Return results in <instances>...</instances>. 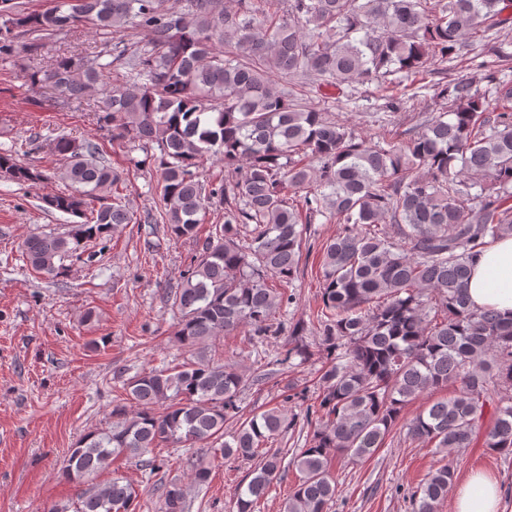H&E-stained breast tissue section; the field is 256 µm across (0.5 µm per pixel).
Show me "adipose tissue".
<instances>
[{
    "label": "adipose tissue",
    "instance_id": "adipose-tissue-1",
    "mask_svg": "<svg viewBox=\"0 0 512 512\" xmlns=\"http://www.w3.org/2000/svg\"><path fill=\"white\" fill-rule=\"evenodd\" d=\"M471 302L512 318V237L502 239L476 262L467 285ZM455 512H498L500 490L481 475L455 488Z\"/></svg>",
    "mask_w": 512,
    "mask_h": 512
}]
</instances>
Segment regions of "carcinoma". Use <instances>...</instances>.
Here are the masks:
<instances>
[{"instance_id":"1","label":"carcinoma","mask_w":512,"mask_h":512,"mask_svg":"<svg viewBox=\"0 0 512 512\" xmlns=\"http://www.w3.org/2000/svg\"><path fill=\"white\" fill-rule=\"evenodd\" d=\"M55 0L34 13L0 0L11 25H0V54L26 34L57 35L80 25L121 33L144 28L148 40L105 53L63 56L29 74L68 101L81 102L105 73L123 69V86L96 110L112 141L157 165L158 214L138 220L122 204V173L99 148L59 134L28 144L65 160L64 190L46 208L77 221L62 232H35L23 243L30 267L57 276L86 243L112 227L161 223L171 237L198 240L212 226L173 293L181 314L175 336L194 354L180 370L143 371L125 384L138 409L112 410V427L85 434L68 450L62 475L81 482L120 455L145 458L162 444H194L224 436L240 413L244 375L208 357L206 342L248 328L250 340L279 336L272 314L303 275L302 247L319 217L340 225L322 245L320 304L288 330L286 359L311 352L295 340L312 328L326 361L317 403L309 405L304 446L293 463L298 481L283 512H329L336 500L332 463L362 461L381 447L412 400L431 389L458 392L424 408L407 435L435 448H466L480 434L498 454H512V320L477 308L467 295L474 261L512 236V82L499 80L512 59L489 38L512 28V0ZM482 47L480 59L472 56ZM475 64L495 86L493 98L470 78L429 83L439 61ZM401 74L410 85L383 86L387 107L407 109L415 83L445 101L413 129L379 121L361 136L328 112L301 105L292 85L321 90ZM215 159L224 180L205 184L198 171ZM0 176L23 184L44 171L17 149L0 152ZM480 187L477 193L474 187ZM274 407L240 422L224 440V456H261L236 512H254L281 475L282 452L260 448L282 430ZM454 469L445 463L409 493L412 512H437ZM162 512H186V493L160 487ZM135 488L118 478L81 497L79 512H135Z\"/></svg>"}]
</instances>
